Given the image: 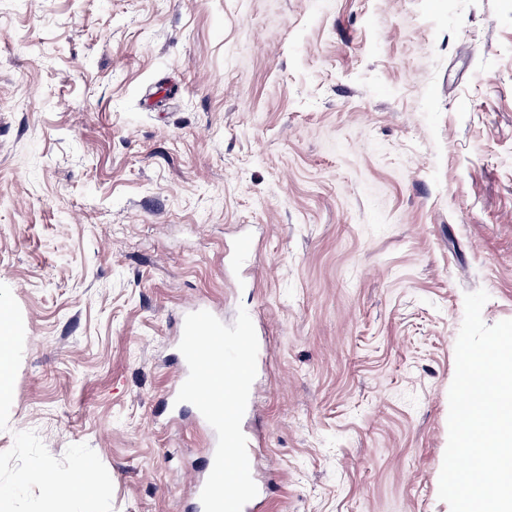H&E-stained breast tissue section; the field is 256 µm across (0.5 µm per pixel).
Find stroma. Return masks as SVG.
<instances>
[{
  "mask_svg": "<svg viewBox=\"0 0 512 512\" xmlns=\"http://www.w3.org/2000/svg\"><path fill=\"white\" fill-rule=\"evenodd\" d=\"M259 243L247 262L240 231ZM512 319V0H0V512H189L172 322H261L265 512L438 497L464 295ZM200 310H206V311L210 312L217 319H219L222 323H224V321L220 317L216 316L212 312V310L207 305H204V304H197V305L189 308L185 312H183V314L180 316V318L178 320V324H177V335L179 336L178 343H177V357L179 359V365L173 373L171 387L169 390V397L167 400V405H169L171 407V409L174 411L177 410L181 405L186 403V402H184V403L176 404V402H175L178 391H179L180 387L182 386V384L184 383V381L186 380L188 373H189V369H188L186 360L178 349V345H179L182 335H183L185 317L192 312H196V311H200ZM14 325L7 313L0 312V399H5L11 390L14 367L12 353ZM61 489L57 491V498H72L78 494L98 493L102 486L96 470L82 471L79 469L78 476L72 481H57Z\"/></svg>",
  "mask_w": 512,
  "mask_h": 512,
  "instance_id": "obj_1",
  "label": "stroma"
}]
</instances>
